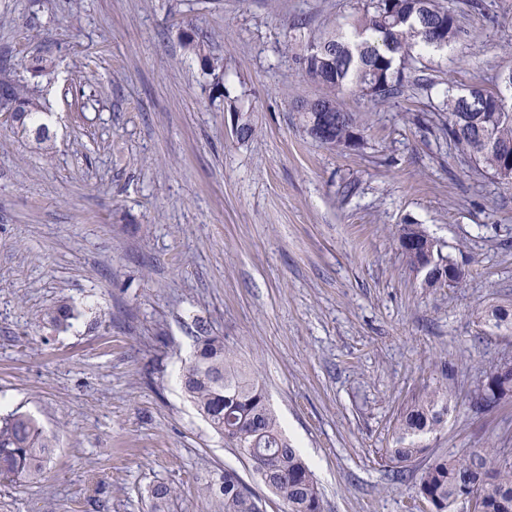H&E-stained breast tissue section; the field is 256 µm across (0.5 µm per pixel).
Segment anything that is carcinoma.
<instances>
[{
	"label": "carcinoma",
	"instance_id": "1",
	"mask_svg": "<svg viewBox=\"0 0 512 512\" xmlns=\"http://www.w3.org/2000/svg\"><path fill=\"white\" fill-rule=\"evenodd\" d=\"M439 29L440 40L429 38V26ZM460 32L456 10L441 0H366L350 29L326 31L313 36L298 56L301 70L323 88L317 100L328 111H343L338 103L345 91L384 100L404 86L405 72L417 57L453 42ZM184 44L204 61L221 88L224 59L205 52L195 32L184 36ZM494 92L473 86L462 94L445 91L439 111L446 114L444 130L454 145L465 150L479 166L500 175L508 168L498 145H512V74ZM6 87L16 105L17 132L25 134L38 118L40 105L0 67V87ZM228 107L242 114L241 137L255 134L250 114L237 101ZM353 115L334 129L332 148H345ZM73 312L67 302L49 313L58 329L68 326ZM481 319L496 329H512V304L493 308ZM182 388L211 429L238 448L263 484L285 506V512H325L324 501L308 463L282 433L278 415L263 388L239 366L224 338L208 334L199 326L196 348L181 374ZM488 391L503 400L512 398V378L498 375L493 366L473 391ZM448 415V396L440 387L425 389L403 408L395 427L394 447L388 449L394 478L403 479L407 468L427 453L423 438L437 431ZM53 448V439L31 416L11 413L0 418V477L19 480L41 473ZM503 448H475L460 455L428 457L419 477L417 494L432 512H451L463 492L481 498L483 512H512V461ZM202 496L216 498L224 512H264L263 503L239 474L224 471L200 488ZM176 490L158 484L150 490L152 512H168Z\"/></svg>",
	"mask_w": 512,
	"mask_h": 512
}]
</instances>
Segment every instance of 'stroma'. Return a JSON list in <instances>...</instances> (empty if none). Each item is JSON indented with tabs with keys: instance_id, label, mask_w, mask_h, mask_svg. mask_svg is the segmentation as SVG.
<instances>
[{
	"instance_id": "stroma-1",
	"label": "stroma",
	"mask_w": 512,
	"mask_h": 512,
	"mask_svg": "<svg viewBox=\"0 0 512 512\" xmlns=\"http://www.w3.org/2000/svg\"><path fill=\"white\" fill-rule=\"evenodd\" d=\"M365 0H0V60L42 104L47 142L0 114V417L55 438L41 475L0 481V512H219L197 487L235 470L284 512L181 390L198 325L267 389L325 512H407L424 463L392 482L403 407L446 386L430 453L512 448V400L471 410L512 332V187L450 142L446 89L512 70V0H455L459 37L422 57L428 87L347 93L362 136L333 150L296 101L320 86L296 58ZM224 59L216 92L181 32ZM52 66L34 75L38 59ZM252 113L240 141L226 101ZM418 224L466 271L427 287L394 238ZM75 317L54 330L48 312Z\"/></svg>"
}]
</instances>
